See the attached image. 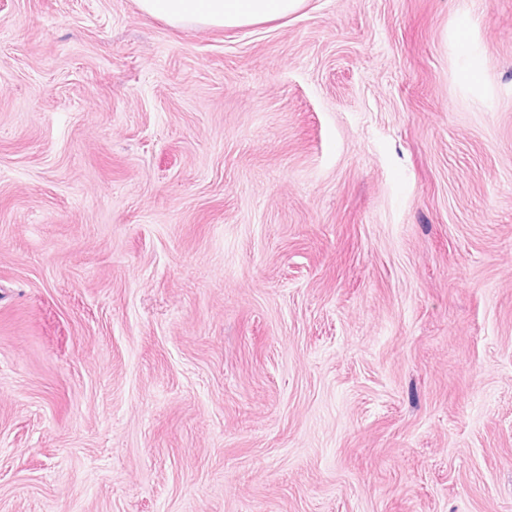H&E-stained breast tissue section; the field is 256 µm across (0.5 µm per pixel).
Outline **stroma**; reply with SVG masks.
I'll list each match as a JSON object with an SVG mask.
<instances>
[{
	"label": "stroma",
	"mask_w": 512,
	"mask_h": 512,
	"mask_svg": "<svg viewBox=\"0 0 512 512\" xmlns=\"http://www.w3.org/2000/svg\"><path fill=\"white\" fill-rule=\"evenodd\" d=\"M0 512H512V0H0ZM306 0H136L140 11L176 28L232 29L287 18Z\"/></svg>",
	"instance_id": "35a3bbf8"
}]
</instances>
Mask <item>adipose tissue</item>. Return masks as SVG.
Here are the masks:
<instances>
[{
    "label": "adipose tissue",
    "instance_id": "obj_1",
    "mask_svg": "<svg viewBox=\"0 0 512 512\" xmlns=\"http://www.w3.org/2000/svg\"><path fill=\"white\" fill-rule=\"evenodd\" d=\"M140 11L176 28L232 29L283 19L305 0H136Z\"/></svg>",
    "mask_w": 512,
    "mask_h": 512
}]
</instances>
